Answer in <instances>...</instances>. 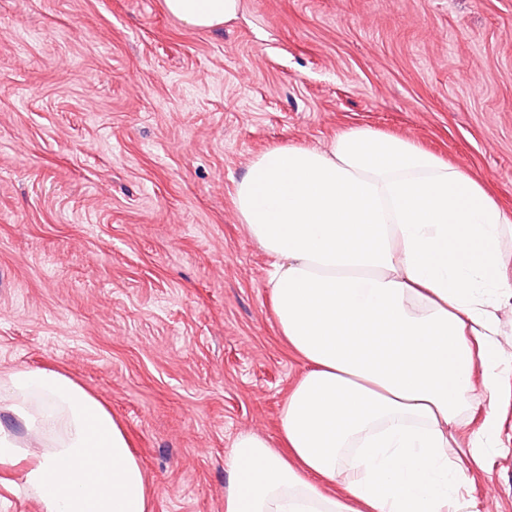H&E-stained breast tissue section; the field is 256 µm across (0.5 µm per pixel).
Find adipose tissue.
I'll return each instance as SVG.
<instances>
[{"mask_svg":"<svg viewBox=\"0 0 512 512\" xmlns=\"http://www.w3.org/2000/svg\"><path fill=\"white\" fill-rule=\"evenodd\" d=\"M163 6L214 30L240 0ZM233 201L271 261L276 327L305 370L281 407L284 452L235 439L224 512H469L448 450L465 413L499 398L489 300L512 288V212L416 142L365 127L325 150L268 148ZM0 413L22 427H0V471L20 475L40 512H152L126 431L74 380L11 371Z\"/></svg>","mask_w":512,"mask_h":512,"instance_id":"ef3b65f1","label":"adipose tissue"}]
</instances>
